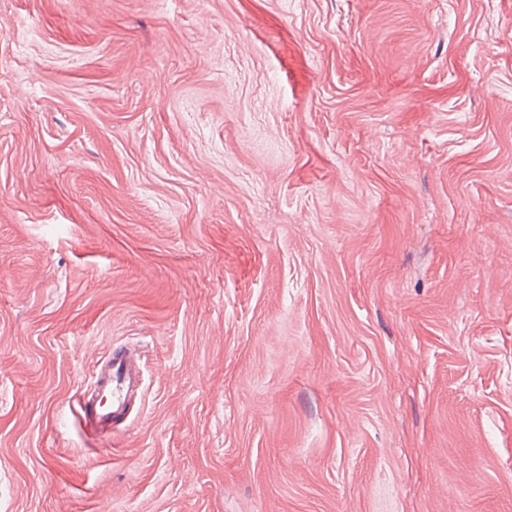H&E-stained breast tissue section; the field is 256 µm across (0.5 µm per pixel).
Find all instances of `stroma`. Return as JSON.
I'll return each mask as SVG.
<instances>
[{
	"label": "stroma",
	"instance_id": "35a3bbf8",
	"mask_svg": "<svg viewBox=\"0 0 512 512\" xmlns=\"http://www.w3.org/2000/svg\"><path fill=\"white\" fill-rule=\"evenodd\" d=\"M0 512H512V0H0ZM92 378L90 389L78 395V405L92 428L111 430L113 422L124 417L142 391L140 366L129 352L115 351Z\"/></svg>",
	"mask_w": 512,
	"mask_h": 512
}]
</instances>
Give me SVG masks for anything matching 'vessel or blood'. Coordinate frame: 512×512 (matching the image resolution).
Listing matches in <instances>:
<instances>
[{
    "instance_id": "1",
    "label": "vessel or blood",
    "mask_w": 512,
    "mask_h": 512,
    "mask_svg": "<svg viewBox=\"0 0 512 512\" xmlns=\"http://www.w3.org/2000/svg\"><path fill=\"white\" fill-rule=\"evenodd\" d=\"M90 389L81 391L77 402L86 423L104 431L122 419L142 391V374L137 361L123 351L111 353L92 375Z\"/></svg>"
}]
</instances>
